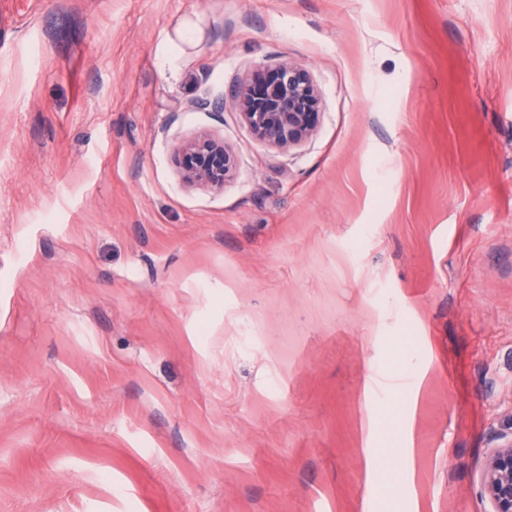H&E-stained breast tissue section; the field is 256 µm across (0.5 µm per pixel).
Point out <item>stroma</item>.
<instances>
[{
  "label": "stroma",
  "mask_w": 512,
  "mask_h": 512,
  "mask_svg": "<svg viewBox=\"0 0 512 512\" xmlns=\"http://www.w3.org/2000/svg\"><path fill=\"white\" fill-rule=\"evenodd\" d=\"M510 431L512 0H0V512H489ZM233 103L252 134L279 149H291L312 134L319 95L301 67L283 63L233 90ZM178 153L183 158L182 177L187 184L223 191L234 170V160L223 142L199 135L182 143ZM483 466L480 495L491 505L490 512H512V432L493 436Z\"/></svg>",
  "instance_id": "stroma-1"
}]
</instances>
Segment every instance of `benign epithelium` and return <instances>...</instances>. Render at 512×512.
Listing matches in <instances>:
<instances>
[{"label": "benign epithelium", "mask_w": 512, "mask_h": 512, "mask_svg": "<svg viewBox=\"0 0 512 512\" xmlns=\"http://www.w3.org/2000/svg\"><path fill=\"white\" fill-rule=\"evenodd\" d=\"M233 103L242 120L260 141L291 149L312 134L318 117L319 95L301 67L283 63L266 75L246 80L233 90ZM182 177L191 185L224 191L234 160L224 143L199 135L178 148ZM483 466L480 495L491 512H512V433H497Z\"/></svg>", "instance_id": "7a95c632"}]
</instances>
